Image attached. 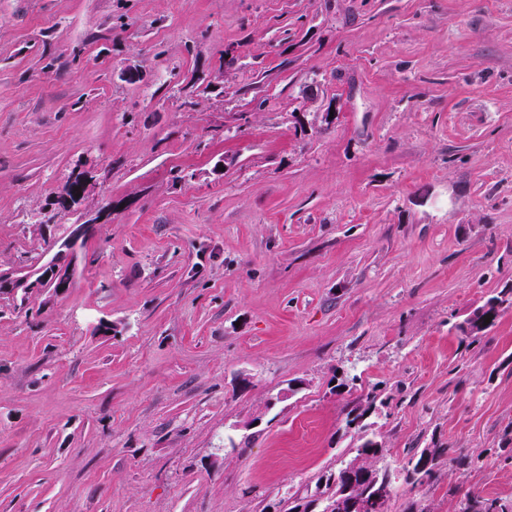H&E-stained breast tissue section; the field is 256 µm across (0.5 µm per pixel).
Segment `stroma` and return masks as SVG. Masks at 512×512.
Instances as JSON below:
<instances>
[{
	"mask_svg": "<svg viewBox=\"0 0 512 512\" xmlns=\"http://www.w3.org/2000/svg\"><path fill=\"white\" fill-rule=\"evenodd\" d=\"M510 290L512 0H0V512L511 505ZM53 272L49 271L45 276L37 281L32 282L27 288H52L54 292H61L68 288L71 280L68 269H60L58 266L53 267ZM361 444L357 447V454L363 456V463L368 468H373L378 473L379 482H382V487L380 491V495L384 496L387 492L388 488L387 485L384 484L387 482L390 486L389 481L387 480V475L385 473H381L379 469L375 467L376 460L382 457V444H379L378 441H375L371 438H368L367 435L363 437ZM391 487V486H390ZM444 448H432L429 453L423 449L416 458L408 461L406 482L412 486L431 485L439 477V459L445 453ZM346 472L351 475L352 480L342 496L335 495L327 498L326 506L323 512H364L373 510L371 504L374 501H368L360 495V488L369 484L372 479V470L364 469L359 459L354 460ZM358 478V481L356 480ZM377 485L370 487L367 485V498L370 500L374 494Z\"/></svg>",
	"mask_w": 512,
	"mask_h": 512,
	"instance_id": "35a3bbf8",
	"label": "stroma"
}]
</instances>
